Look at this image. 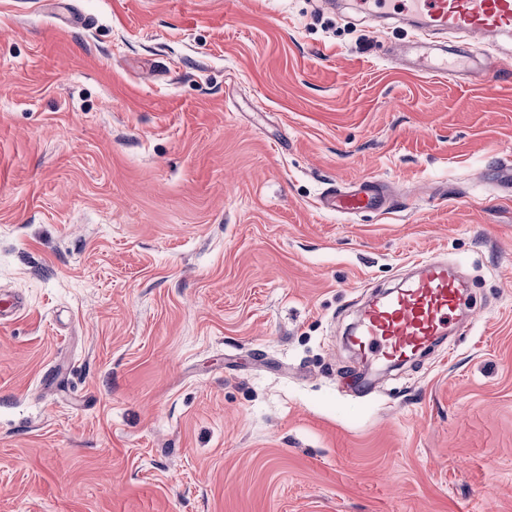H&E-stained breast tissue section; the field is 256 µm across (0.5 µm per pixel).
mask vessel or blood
Masks as SVG:
<instances>
[{"mask_svg": "<svg viewBox=\"0 0 512 512\" xmlns=\"http://www.w3.org/2000/svg\"><path fill=\"white\" fill-rule=\"evenodd\" d=\"M358 13L392 18L402 38L389 47L393 62L408 71L451 76L472 67L494 82L512 74V59L496 54L495 39L512 33V0H354ZM386 200L376 181L334 189L324 209L346 214L379 210ZM416 275L398 290L368 303L350 341L359 352L403 362L447 335L461 301V289L447 261L418 260Z\"/></svg>", "mask_w": 512, "mask_h": 512, "instance_id": "b4317fda", "label": "vessel or blood"}]
</instances>
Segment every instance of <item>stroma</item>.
<instances>
[{"label":"stroma","mask_w":512,"mask_h":512,"mask_svg":"<svg viewBox=\"0 0 512 512\" xmlns=\"http://www.w3.org/2000/svg\"><path fill=\"white\" fill-rule=\"evenodd\" d=\"M320 0H0V512H512V78ZM386 184L388 210L322 194ZM475 307L373 378L413 258Z\"/></svg>","instance_id":"35a3bbf8"}]
</instances>
